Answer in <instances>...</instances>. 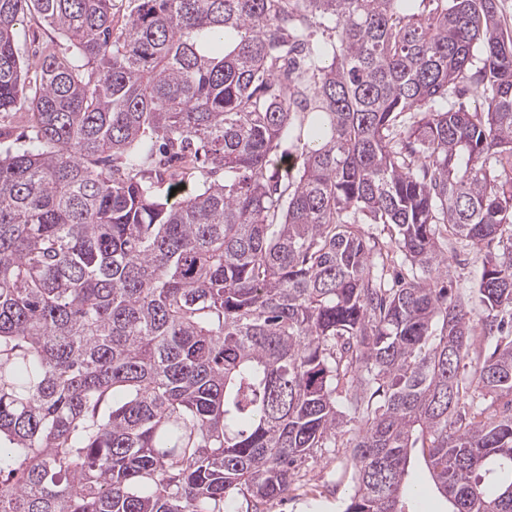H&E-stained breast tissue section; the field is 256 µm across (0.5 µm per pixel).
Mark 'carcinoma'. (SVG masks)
Here are the masks:
<instances>
[{
	"mask_svg": "<svg viewBox=\"0 0 512 512\" xmlns=\"http://www.w3.org/2000/svg\"><path fill=\"white\" fill-rule=\"evenodd\" d=\"M2 112L0 512H269L344 436L340 512H512V243L479 337L444 252L512 224L496 0H0ZM22 112H9V114H0V126L6 125L11 128V136L7 139H0L1 151L7 149H16L27 144V139L19 137L23 132Z\"/></svg>",
	"mask_w": 512,
	"mask_h": 512,
	"instance_id": "cac0c4a2",
	"label": "carcinoma"
}]
</instances>
